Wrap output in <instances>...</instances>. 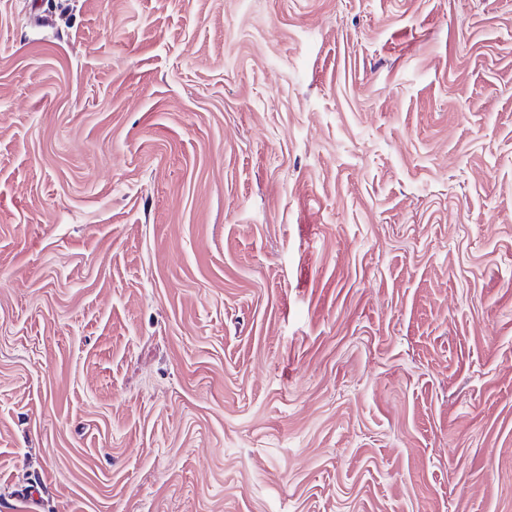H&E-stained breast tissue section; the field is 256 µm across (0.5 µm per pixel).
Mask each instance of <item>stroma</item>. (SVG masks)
I'll use <instances>...</instances> for the list:
<instances>
[{
  "label": "stroma",
  "instance_id": "obj_1",
  "mask_svg": "<svg viewBox=\"0 0 512 512\" xmlns=\"http://www.w3.org/2000/svg\"><path fill=\"white\" fill-rule=\"evenodd\" d=\"M512 512V0H0V512Z\"/></svg>",
  "mask_w": 512,
  "mask_h": 512
}]
</instances>
